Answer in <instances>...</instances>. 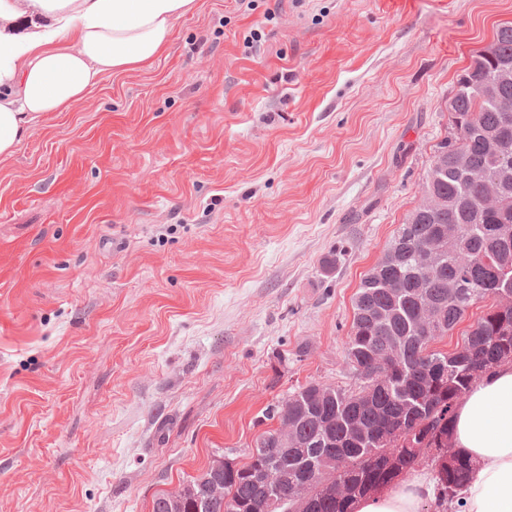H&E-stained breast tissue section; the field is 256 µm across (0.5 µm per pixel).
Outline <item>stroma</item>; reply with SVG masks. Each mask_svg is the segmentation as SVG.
Here are the masks:
<instances>
[{
	"mask_svg": "<svg viewBox=\"0 0 512 512\" xmlns=\"http://www.w3.org/2000/svg\"><path fill=\"white\" fill-rule=\"evenodd\" d=\"M507 22L512 0H199L34 126L0 164V512H152L246 461L298 386H353L352 297Z\"/></svg>",
	"mask_w": 512,
	"mask_h": 512,
	"instance_id": "35a3bbf8",
	"label": "stroma"
}]
</instances>
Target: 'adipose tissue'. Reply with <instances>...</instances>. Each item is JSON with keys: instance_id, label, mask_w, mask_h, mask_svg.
Segmentation results:
<instances>
[{"instance_id": "ef3b65f1", "label": "adipose tissue", "mask_w": 512, "mask_h": 512, "mask_svg": "<svg viewBox=\"0 0 512 512\" xmlns=\"http://www.w3.org/2000/svg\"><path fill=\"white\" fill-rule=\"evenodd\" d=\"M197 0H0V163L48 112H68L106 75L154 60ZM453 444L474 469L455 512H512V366L481 379L454 414ZM430 475L411 472L353 512H421Z\"/></svg>"}]
</instances>
